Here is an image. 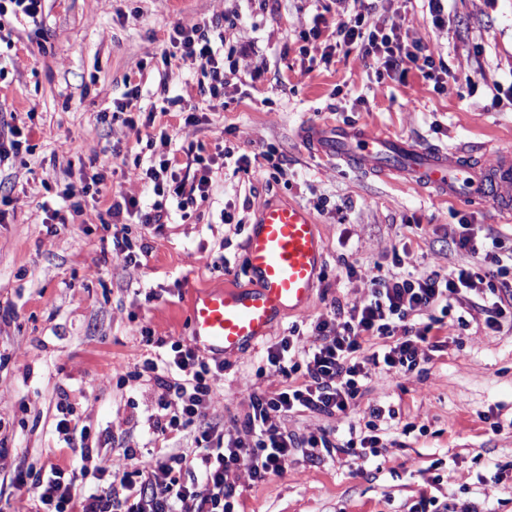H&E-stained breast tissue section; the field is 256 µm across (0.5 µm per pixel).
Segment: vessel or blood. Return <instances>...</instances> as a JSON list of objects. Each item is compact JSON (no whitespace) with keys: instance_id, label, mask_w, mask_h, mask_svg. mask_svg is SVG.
Wrapping results in <instances>:
<instances>
[{"instance_id":"b4317fda","label":"vessel or blood","mask_w":512,"mask_h":512,"mask_svg":"<svg viewBox=\"0 0 512 512\" xmlns=\"http://www.w3.org/2000/svg\"><path fill=\"white\" fill-rule=\"evenodd\" d=\"M300 138L319 158L512 215L510 152L487 167L471 153L428 147L365 124H308ZM324 259V239L310 211L290 202L264 204L245 243L248 285L215 284L192 295L189 345L221 359L269 336L284 314L309 309Z\"/></svg>"}]
</instances>
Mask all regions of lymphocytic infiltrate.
<instances>
[{
    "instance_id": "1",
    "label": "lymphocytic infiltrate",
    "mask_w": 512,
    "mask_h": 512,
    "mask_svg": "<svg viewBox=\"0 0 512 512\" xmlns=\"http://www.w3.org/2000/svg\"><path fill=\"white\" fill-rule=\"evenodd\" d=\"M334 2L336 23H329L319 12L301 34L319 51L321 61L356 47L381 79L404 75L411 67L422 72L436 68V45L405 42L400 26L385 28L375 22L376 11L390 10L394 0ZM235 26V20L222 13L207 20L177 21L167 31L162 61L200 70L205 81L198 86L199 94L223 98L227 83L220 47L226 31ZM439 71L436 83L452 76L448 68ZM140 96L139 83L126 82L112 116L130 130L148 128L146 146L152 154L139 178L151 185L156 200L147 207L135 194L118 192L97 213L103 227L128 217L158 232L173 208L182 219H190L191 206L208 200L213 169L224 160L232 162L237 175L265 171L277 182L287 178L288 160L272 147L253 157L237 156L226 148L210 156L199 145L176 146L168 129L151 135L157 114L141 112ZM127 149V143L118 139L108 157L93 158L91 180L66 185L62 198L69 203L68 212L49 210L47 222L67 224L69 217L82 215L85 200L99 201L112 159ZM458 225L452 245L476 255L477 263L447 272L379 274L371 279L360 304L348 307L336 302L329 315L317 317L308 327L293 323L287 335L269 347L266 357L267 364L287 378V385L275 391L254 389L238 420L237 435L231 439L208 421L216 382L224 375L223 363L183 342L166 343L150 328L140 327L141 341L153 353L127 377L132 381L149 378L162 391L157 413L148 418V433L188 435L191 447L156 455L132 442L124 451L123 470L117 473L111 466L102 467L96 486L86 492L79 489L84 470L54 463L16 471L13 487L33 492L37 512H240V469H247L254 482L262 483L282 474L297 458L316 465L339 455L364 460L377 456L383 432L395 419L392 408L369 407L343 435L327 428L297 434L288 431L283 420L306 411L325 417L347 414L362 394L367 368L418 370L431 353L441 350L437 331L445 321L468 329L469 322L457 307L460 299L481 305L489 328H500L504 319L512 317V238L490 229L476 235L464 217Z\"/></svg>"
}]
</instances>
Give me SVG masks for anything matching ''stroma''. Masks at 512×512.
<instances>
[{
    "label": "stroma",
    "mask_w": 512,
    "mask_h": 512,
    "mask_svg": "<svg viewBox=\"0 0 512 512\" xmlns=\"http://www.w3.org/2000/svg\"><path fill=\"white\" fill-rule=\"evenodd\" d=\"M44 11L46 52L17 24L11 47L0 48V114H14L17 123L31 127L33 145L32 153L0 167V184L17 200L0 223V303L14 309L0 318V436L9 448L0 458V492L9 495L12 512H32L34 506L31 493L12 487L17 465L81 461L78 450L60 446L52 429L59 390L67 391L79 424L112 434L98 455L81 461L87 486L95 485L99 466L122 469L129 441H147L158 391L148 381L118 383L148 352L138 326L170 342L186 341L188 303L196 290L227 279L248 283L247 233L222 223L225 203H233L248 226L265 203L291 201L315 210L318 198L328 199L324 210L315 211L326 252L325 276L308 311L312 318L329 313L336 299L360 303L370 278L391 271L397 249L408 250L406 273L472 263L470 254L451 246L458 215L512 234L506 216L495 210L311 156L299 135L306 124L367 123L494 162L498 152L512 150V0H449L450 23L443 31L433 28L425 0H408L410 39L437 44L438 61L457 75L441 88L415 69L402 79L378 80L355 50L327 63L310 61L300 38L315 14L310 0H45ZM222 11L238 18L237 29L225 34V55H235L238 42H257L261 52L252 64L259 73L231 76L224 101L208 102L198 93L197 72L164 66L162 40L177 20ZM135 74L143 110L160 105L162 95H181L205 115L196 126L182 125L172 114L157 117V125L176 126L180 140L208 154L226 146L250 155L274 145L287 157L290 176L277 183L263 172L236 176L227 167L189 220L172 216L157 233L129 224V237L143 238L149 247L134 269L105 260L100 224L77 220L52 234L44 209L63 207L64 185L92 175L88 159L119 138L131 149L113 160L107 194L122 189L153 202L138 179L135 132L107 118L125 90V76ZM224 256L230 267L221 266ZM346 261L360 267V278H342ZM153 291L160 297L152 301ZM468 319V330L449 324L441 329L448 346L422 372L372 371L347 416L286 417L291 430L340 431L369 405L394 408L400 422L372 463L362 466L345 456L318 466L299 461L258 484L240 470L243 512H409L436 458L448 463L441 491L449 501L477 499L494 512H512V330L485 328L477 307ZM296 320L283 315L264 340L225 358L211 412L225 435L235 434V420L255 387L286 385L282 374L266 368V350ZM493 420L501 422L500 431H491ZM405 422L426 427V434L402 435Z\"/></svg>",
    "instance_id": "stroma-1"
}]
</instances>
